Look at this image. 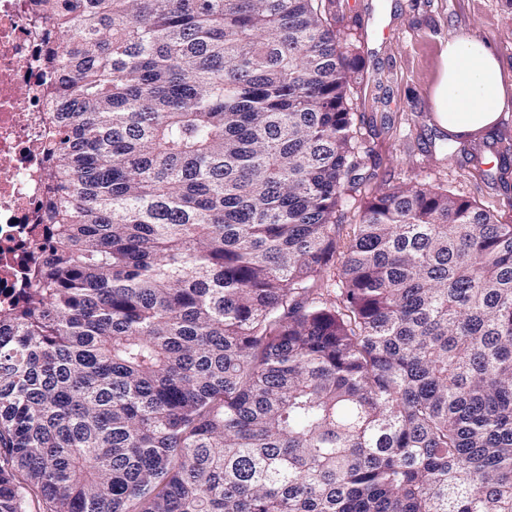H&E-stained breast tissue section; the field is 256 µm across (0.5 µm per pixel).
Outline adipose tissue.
Wrapping results in <instances>:
<instances>
[{"instance_id":"ef3b65f1","label":"adipose tissue","mask_w":512,"mask_h":512,"mask_svg":"<svg viewBox=\"0 0 512 512\" xmlns=\"http://www.w3.org/2000/svg\"><path fill=\"white\" fill-rule=\"evenodd\" d=\"M506 94L500 63L482 40L468 35L449 40L434 88L436 110L449 131L474 132L490 126Z\"/></svg>"}]
</instances>
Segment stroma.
Segmentation results:
<instances>
[{"label": "stroma", "instance_id": "1", "mask_svg": "<svg viewBox=\"0 0 512 512\" xmlns=\"http://www.w3.org/2000/svg\"><path fill=\"white\" fill-rule=\"evenodd\" d=\"M329 21L360 57L348 95L364 153L342 228L358 223L366 198L408 183L512 224V97L495 124L450 142L433 97L440 53L462 33L484 40L512 82V0H335Z\"/></svg>", "mask_w": 512, "mask_h": 512}]
</instances>
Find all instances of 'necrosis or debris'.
I'll return each instance as SVG.
<instances>
[{
	"label": "necrosis or debris",
	"mask_w": 512,
	"mask_h": 512,
	"mask_svg": "<svg viewBox=\"0 0 512 512\" xmlns=\"http://www.w3.org/2000/svg\"><path fill=\"white\" fill-rule=\"evenodd\" d=\"M50 81L30 0H0V305L14 301L44 193L41 146L50 129L41 97Z\"/></svg>",
	"instance_id": "4bbe7bcc"
}]
</instances>
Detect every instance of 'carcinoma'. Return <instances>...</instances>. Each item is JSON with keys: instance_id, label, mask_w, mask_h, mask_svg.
<instances>
[{"instance_id": "1", "label": "carcinoma", "mask_w": 512, "mask_h": 512, "mask_svg": "<svg viewBox=\"0 0 512 512\" xmlns=\"http://www.w3.org/2000/svg\"><path fill=\"white\" fill-rule=\"evenodd\" d=\"M47 247L0 512H512V224L357 185L334 0H32Z\"/></svg>"}]
</instances>
